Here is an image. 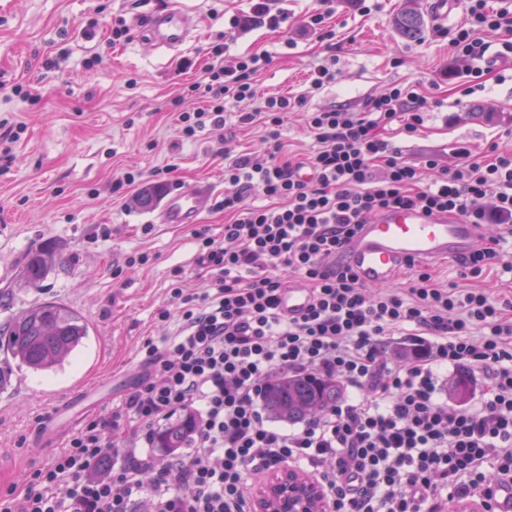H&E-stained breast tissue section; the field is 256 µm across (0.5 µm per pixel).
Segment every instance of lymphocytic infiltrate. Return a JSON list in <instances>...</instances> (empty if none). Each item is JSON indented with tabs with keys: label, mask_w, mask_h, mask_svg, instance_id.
I'll return each mask as SVG.
<instances>
[{
	"label": "lymphocytic infiltrate",
	"mask_w": 512,
	"mask_h": 512,
	"mask_svg": "<svg viewBox=\"0 0 512 512\" xmlns=\"http://www.w3.org/2000/svg\"><path fill=\"white\" fill-rule=\"evenodd\" d=\"M451 39L463 56L483 58L484 34L512 54V8L464 0ZM203 79L172 100L178 141L224 126L227 106L251 102L240 124L259 128L269 157L225 156L221 234L193 233L206 287L186 288L170 272V307L156 320L161 340H145L144 373L108 418H91L63 449L28 476L23 492L0 493V512H252L248 477L279 464L313 473L331 512H439L457 498L496 512L494 489L512 477V294L490 295L478 279L500 266V237L459 261V279L439 285L413 267L405 287L368 289L350 268L330 266L360 224L388 209L448 213L498 224L512 235V154L431 158L430 182L381 136L398 124L418 134L427 101L397 83L362 109L337 105L307 113L318 148L284 154L281 129L300 100L259 96L255 74L270 62L252 54L224 63L209 48ZM198 99L184 108L185 98ZM267 203L248 204L250 192ZM309 289L297 317L283 314L286 275ZM397 344L402 361L383 358ZM469 364L484 374L476 404L441 397V372ZM319 376L349 392L302 428L274 426L263 402L274 374ZM191 417L182 453L153 451L161 426Z\"/></svg>",
	"instance_id": "f902f5d3"
}]
</instances>
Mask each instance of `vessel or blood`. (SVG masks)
I'll use <instances>...</instances> for the list:
<instances>
[{
	"label": "vessel or blood",
	"instance_id": "vessel-or-blood-1",
	"mask_svg": "<svg viewBox=\"0 0 512 512\" xmlns=\"http://www.w3.org/2000/svg\"><path fill=\"white\" fill-rule=\"evenodd\" d=\"M195 30L194 16L172 6L151 14L143 35L156 47L177 51L191 41ZM210 199L211 188L204 182L166 190L155 220L171 225L197 223ZM484 231V225L468 224L444 213L393 208L362 225L331 263L349 266L366 286L386 285L405 262L445 261L473 252ZM309 303L310 292L305 288L289 287L281 296V309L291 317L302 314Z\"/></svg>",
	"mask_w": 512,
	"mask_h": 512
}]
</instances>
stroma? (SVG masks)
<instances>
[{"mask_svg":"<svg viewBox=\"0 0 512 512\" xmlns=\"http://www.w3.org/2000/svg\"><path fill=\"white\" fill-rule=\"evenodd\" d=\"M363 15L357 0H336L327 24L329 40L307 32L305 24L318 0H273L287 14L280 29L249 20L250 0H0V116L27 126L12 159H0V325L29 304L52 300L80 311L90 326L86 347L64 371L41 375L16 371L0 385V491L21 483L59 451L76 423L109 416L113 401L131 392L141 367L138 352L165 330L155 314L168 303L173 267H183L188 287H202L193 264V225L157 224L151 208L137 198L155 192L154 170L174 165L169 184L203 181L215 194L201 222L221 232L224 212V159L221 150L266 156L256 131L238 122L237 109L224 114V127L197 140L177 144L171 101L182 84L194 81L208 63V47L224 32L232 39L225 62L268 53L270 63L255 77L260 92L306 96L304 112L348 104L362 108L391 84L412 82L429 110L414 138L384 132L414 164L431 156L454 163V150L467 145L480 153L489 145L512 153V63L495 66L481 88L465 94L467 62L458 60L448 32L462 15L440 19L428 0H374ZM190 9L199 22L195 39L177 52L156 49L141 36L153 12L172 4ZM104 17L122 15L132 28L127 43L112 46L105 29L94 37L80 33L94 6ZM424 19L420 38L407 39L393 21L403 8ZM247 24L230 29L232 16ZM102 62L88 67L92 55ZM336 60V81L319 92L309 76L326 58ZM34 81L36 103L14 97L9 86ZM289 115L282 131L287 151L316 148L303 114ZM141 170L142 182L113 192L120 169ZM109 225L101 237L99 225ZM50 243L63 264L42 287L20 284L26 254ZM145 252L147 265L128 266V257ZM102 384V391L76 407L74 424H56L63 400L78 384Z\"/></svg>","mask_w":512,"mask_h":512,"instance_id":"1","label":"stroma"}]
</instances>
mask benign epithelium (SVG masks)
<instances>
[{"mask_svg":"<svg viewBox=\"0 0 512 512\" xmlns=\"http://www.w3.org/2000/svg\"><path fill=\"white\" fill-rule=\"evenodd\" d=\"M319 484L294 469L273 471L257 491L254 512H329Z\"/></svg>","mask_w":512,"mask_h":512,"instance_id":"1","label":"benign epithelium"}]
</instances>
